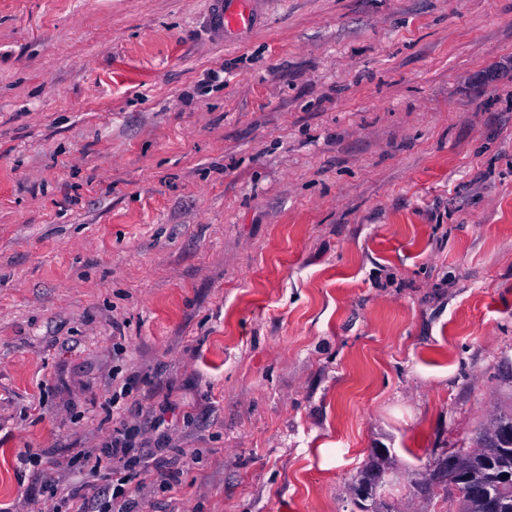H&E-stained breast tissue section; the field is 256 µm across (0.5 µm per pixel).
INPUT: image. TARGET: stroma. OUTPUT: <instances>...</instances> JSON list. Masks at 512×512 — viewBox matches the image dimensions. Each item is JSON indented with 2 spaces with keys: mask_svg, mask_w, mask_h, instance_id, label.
Listing matches in <instances>:
<instances>
[{
  "mask_svg": "<svg viewBox=\"0 0 512 512\" xmlns=\"http://www.w3.org/2000/svg\"><path fill=\"white\" fill-rule=\"evenodd\" d=\"M510 403L512 0H0V512H457ZM43 491L51 498H55L64 505H67L68 509H70L71 505L72 512H88L89 501L70 486H64L52 481L50 484L45 485Z\"/></svg>",
  "mask_w": 512,
  "mask_h": 512,
  "instance_id": "obj_1",
  "label": "stroma"
}]
</instances>
